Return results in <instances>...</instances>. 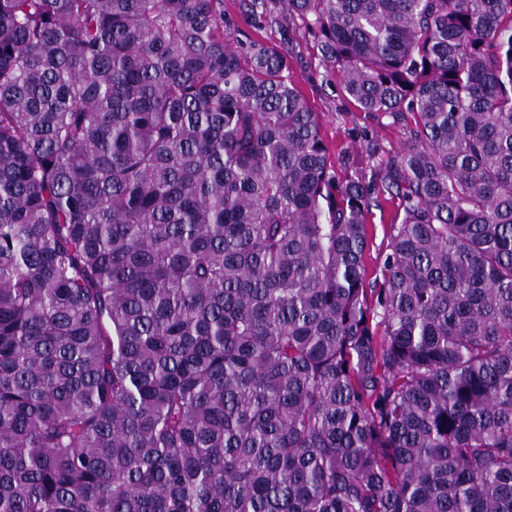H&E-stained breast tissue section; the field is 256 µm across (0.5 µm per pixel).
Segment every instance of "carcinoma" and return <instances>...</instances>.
I'll return each instance as SVG.
<instances>
[{"label": "carcinoma", "instance_id": "obj_1", "mask_svg": "<svg viewBox=\"0 0 512 512\" xmlns=\"http://www.w3.org/2000/svg\"><path fill=\"white\" fill-rule=\"evenodd\" d=\"M288 16L370 169L224 0H0V512H512V0ZM243 3L224 0V29L230 28L241 44L258 40L288 55L294 83L313 111L319 112L321 133L335 153L341 148L349 151L368 170L366 143L359 135L363 131L387 152L398 149L402 128L386 117L360 112L344 99L337 74L320 61L310 30L299 20L288 22L286 0H267L271 16L266 17L260 15L261 9L258 15L246 12ZM394 214V207L390 203H382V208L374 207L369 216V251L366 256V267L368 277L374 279L375 270L378 266L379 255L385 251L391 233V218Z\"/></svg>", "mask_w": 512, "mask_h": 512}]
</instances>
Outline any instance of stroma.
Instances as JSON below:
<instances>
[{"mask_svg": "<svg viewBox=\"0 0 512 512\" xmlns=\"http://www.w3.org/2000/svg\"><path fill=\"white\" fill-rule=\"evenodd\" d=\"M269 16L245 11L243 0H224V25L241 44L258 40L288 56L296 87L320 115L321 133L332 149H345L360 166H367L364 138L396 151L403 139L401 127L390 119L359 111L348 103L335 72L320 61L314 39L301 22L289 21L286 0H267Z\"/></svg>", "mask_w": 512, "mask_h": 512, "instance_id": "35a3bbf8", "label": "stroma"}]
</instances>
